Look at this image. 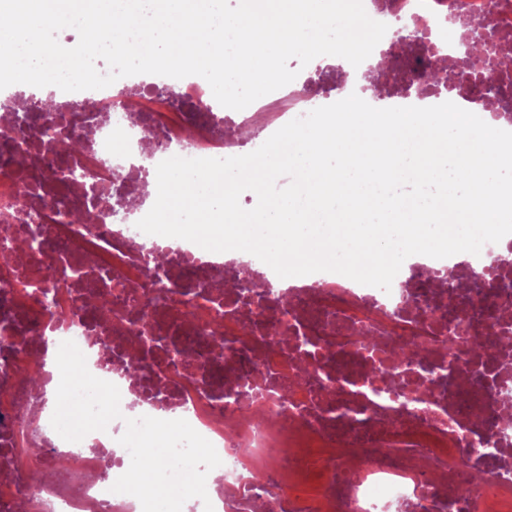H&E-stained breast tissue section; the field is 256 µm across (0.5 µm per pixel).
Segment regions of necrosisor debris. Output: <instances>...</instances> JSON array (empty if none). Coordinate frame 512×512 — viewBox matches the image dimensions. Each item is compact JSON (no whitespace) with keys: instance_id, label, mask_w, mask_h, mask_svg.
I'll use <instances>...</instances> for the list:
<instances>
[{"instance_id":"necrosis-or-debris-1","label":"necrosis or debris","mask_w":512,"mask_h":512,"mask_svg":"<svg viewBox=\"0 0 512 512\" xmlns=\"http://www.w3.org/2000/svg\"><path fill=\"white\" fill-rule=\"evenodd\" d=\"M375 21L436 28L446 10L491 19L512 34V0H363ZM137 91L136 112L113 102L115 87L56 91L57 111L85 102L98 110L87 130L70 122L64 137L78 143L69 184L46 177L57 143L39 131L38 110L18 125L16 86L0 90V245L23 228L48 229L43 252L15 251L11 276L0 279V512H142L139 500L111 487L129 468L113 456L126 419L182 416L215 447L220 481H207V500L182 512H512V359L499 350L474 353L475 340L496 322L478 313L512 273L484 274L469 253L444 259L420 255L435 275L465 267L483 278L480 296L458 308L456 328L441 323L446 289L396 276L390 292L332 272L290 278L251 301L218 285L215 274L250 280L273 270L243 251L210 252L195 243L158 239L137 220L155 202L127 173L147 179L177 153L227 158L256 150L291 120L323 106L309 79H297L243 110L198 107L204 86L193 77L173 90L165 76ZM474 90L460 80L432 91L385 95L389 106L470 105ZM142 193L130 221L116 219V189ZM25 210L15 202L24 190ZM164 251L166 262L146 259ZM107 292L108 304L91 305ZM286 336H278L280 323ZM74 341L96 368L112 353L105 379L122 396L121 418L86 435L79 449L50 438L39 408L59 379L47 368L40 339ZM416 342L426 367L394 369V348ZM421 397L418 410L398 409L393 391ZM41 472L40 482L27 479Z\"/></svg>"}]
</instances>
